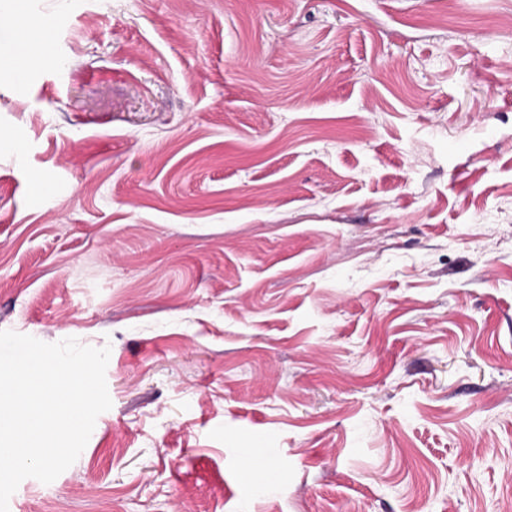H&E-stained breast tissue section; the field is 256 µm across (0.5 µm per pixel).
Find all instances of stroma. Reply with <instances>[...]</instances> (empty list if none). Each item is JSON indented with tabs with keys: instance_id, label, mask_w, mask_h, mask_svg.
Segmentation results:
<instances>
[{
	"instance_id": "obj_1",
	"label": "stroma",
	"mask_w": 512,
	"mask_h": 512,
	"mask_svg": "<svg viewBox=\"0 0 512 512\" xmlns=\"http://www.w3.org/2000/svg\"><path fill=\"white\" fill-rule=\"evenodd\" d=\"M0 330L110 346L9 512H512V0H23Z\"/></svg>"
}]
</instances>
